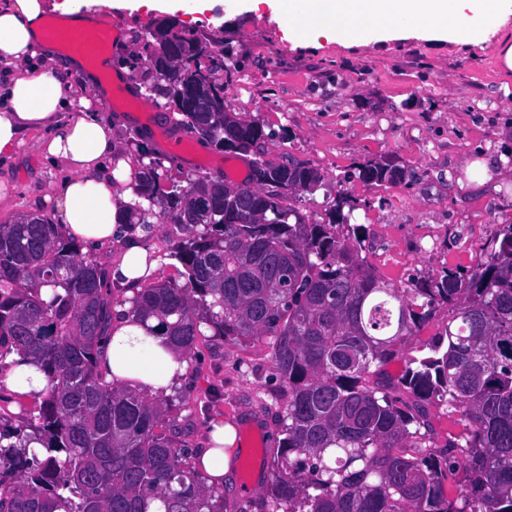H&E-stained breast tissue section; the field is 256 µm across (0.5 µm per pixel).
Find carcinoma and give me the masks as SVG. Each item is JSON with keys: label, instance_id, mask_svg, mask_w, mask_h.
Returning <instances> with one entry per match:
<instances>
[{"label": "carcinoma", "instance_id": "carcinoma-1", "mask_svg": "<svg viewBox=\"0 0 512 512\" xmlns=\"http://www.w3.org/2000/svg\"><path fill=\"white\" fill-rule=\"evenodd\" d=\"M159 81L144 83L176 124L229 154L248 156L260 125L222 111L224 50L175 25L140 35ZM131 223L194 233L170 257L168 280L126 299L189 356L207 337L272 339L268 393L279 435L256 512H512V224L468 269L445 267L397 288L362 256L365 232L342 198L308 224L290 200L317 169L272 164L288 195L210 176L168 177L137 143ZM359 177L403 171L368 161ZM112 288L58 225L29 215L0 224V370L15 352L47 380L42 401L15 414L0 398V512H227L197 452L166 422L172 398L116 387L98 370ZM435 338L390 378L385 365L441 309ZM461 430L437 443L429 407ZM456 487L449 496L445 486Z\"/></svg>", "mask_w": 512, "mask_h": 512}]
</instances>
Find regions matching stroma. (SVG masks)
I'll return each mask as SVG.
<instances>
[{"instance_id": "1", "label": "stroma", "mask_w": 512, "mask_h": 512, "mask_svg": "<svg viewBox=\"0 0 512 512\" xmlns=\"http://www.w3.org/2000/svg\"><path fill=\"white\" fill-rule=\"evenodd\" d=\"M47 14L80 5L117 34L112 64L143 78L151 68L140 32L171 18L203 34L236 60L224 76V109L259 124L264 160H293L317 168L319 185L296 198L307 223L321 222L336 197L354 204L352 223L364 225L365 255L388 282L404 287L445 267L472 266L499 225L512 224V69L503 37L488 35L466 47L441 33L375 38L359 46L319 39L308 45L290 34L267 6L209 0L202 12L123 6L121 0H44ZM141 108L115 107L122 121L112 137L120 146L143 142L164 160L172 178L220 175L229 154L192 138L186 157L170 150L182 135L164 99L139 91ZM382 159L403 169L392 183L361 180L355 169ZM11 198L0 224L29 214L36 199L54 194L60 174L33 144L0 163ZM186 228L156 218L148 238L162 258L156 279H177L170 241ZM191 374L169 415L189 426L200 447L209 419L262 431L259 457L278 437L274 412L264 410L271 340L243 344L212 338L198 345Z\"/></svg>"}]
</instances>
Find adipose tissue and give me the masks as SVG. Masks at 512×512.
Masks as SVG:
<instances>
[{
	"label": "adipose tissue",
	"mask_w": 512,
	"mask_h": 512,
	"mask_svg": "<svg viewBox=\"0 0 512 512\" xmlns=\"http://www.w3.org/2000/svg\"><path fill=\"white\" fill-rule=\"evenodd\" d=\"M289 31L351 44L392 33L396 24L444 31L465 45L500 30L512 0H265ZM43 0H0V159L34 140L45 160L64 170L52 217L65 238L104 256L110 281L134 293L148 284L159 259L142 228L131 226L128 207L138 200L136 165L112 139V115L100 111L104 91L94 75H79L73 59L60 56L39 35ZM99 369L117 386L149 397L168 396L190 372L188 358L162 335L156 320L111 308L101 339ZM0 381L24 402L40 400L46 379L31 361L11 355ZM235 433L211 420L198 451L211 484L231 481Z\"/></svg>",
	"instance_id": "1"
}]
</instances>
